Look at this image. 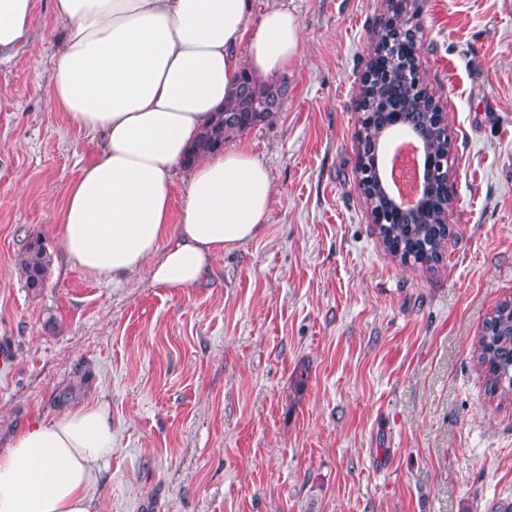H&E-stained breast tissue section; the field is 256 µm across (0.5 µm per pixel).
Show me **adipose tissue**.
Listing matches in <instances>:
<instances>
[{"label":"adipose tissue","mask_w":512,"mask_h":512,"mask_svg":"<svg viewBox=\"0 0 512 512\" xmlns=\"http://www.w3.org/2000/svg\"><path fill=\"white\" fill-rule=\"evenodd\" d=\"M35 0H0V61L25 46ZM65 46L44 75L49 103L103 133L98 157L65 189L57 234L84 271L120 282L197 284L225 250L253 238L273 201L266 167L241 148L185 166L189 146L243 70H287L301 25L281 8L249 24V0H52ZM186 169L181 212L174 176ZM112 420L94 401L18 431L0 451V512H97Z\"/></svg>","instance_id":"ef3b65f1"}]
</instances>
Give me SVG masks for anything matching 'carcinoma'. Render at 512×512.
<instances>
[{"label":"carcinoma","instance_id":"1","mask_svg":"<svg viewBox=\"0 0 512 512\" xmlns=\"http://www.w3.org/2000/svg\"><path fill=\"white\" fill-rule=\"evenodd\" d=\"M284 87L258 82L251 74L241 77L224 109L214 113L208 127L191 147L187 161L224 149L231 138L273 116L270 103L282 99ZM360 105L366 117L358 131L359 174L363 193L372 211L384 218L377 225L383 245L401 262L434 267L442 258V244L448 227L438 223L437 211L444 202L442 180L434 173L425 185L424 205L400 220L389 217L390 200L378 185L373 147L383 137L389 114L401 112L404 123L419 134L423 148L439 159L448 156L451 142L447 130L435 118L432 96L423 86L415 56L409 54L391 22L381 28L368 62L361 89ZM51 259L37 240L25 247L21 270L30 288L44 284ZM477 366L484 376L490 396L512 398V301H504L490 314L478 338Z\"/></svg>","mask_w":512,"mask_h":512}]
</instances>
